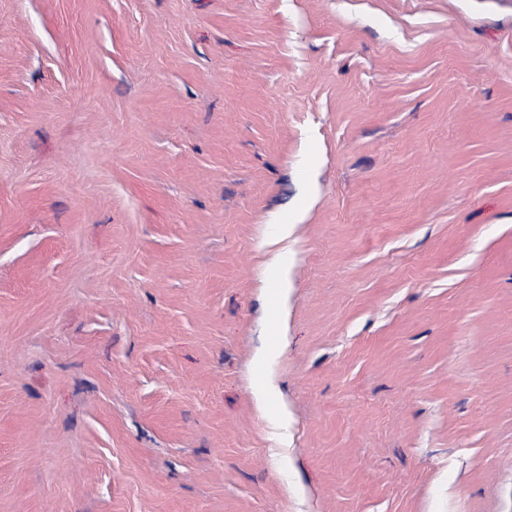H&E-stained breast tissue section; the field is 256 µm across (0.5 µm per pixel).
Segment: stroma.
<instances>
[{
  "label": "stroma",
  "mask_w": 512,
  "mask_h": 512,
  "mask_svg": "<svg viewBox=\"0 0 512 512\" xmlns=\"http://www.w3.org/2000/svg\"><path fill=\"white\" fill-rule=\"evenodd\" d=\"M0 512H512V0H0ZM269 273L280 285L275 295V306L281 318L286 314L291 293L290 268L282 262H275L269 268Z\"/></svg>",
  "instance_id": "obj_1"
}]
</instances>
